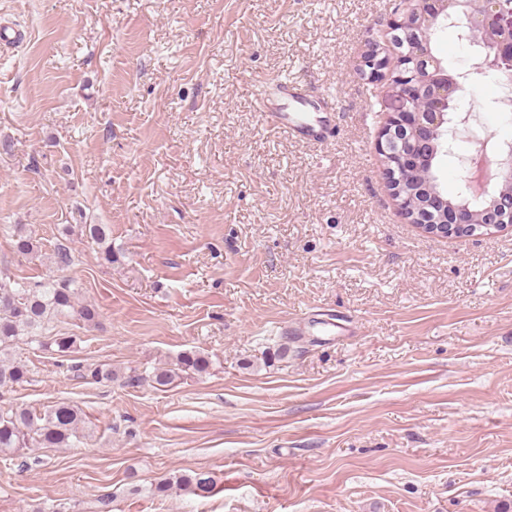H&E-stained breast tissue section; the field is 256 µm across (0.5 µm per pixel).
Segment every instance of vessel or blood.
Wrapping results in <instances>:
<instances>
[{"label":"vessel or blood","mask_w":512,"mask_h":512,"mask_svg":"<svg viewBox=\"0 0 512 512\" xmlns=\"http://www.w3.org/2000/svg\"><path fill=\"white\" fill-rule=\"evenodd\" d=\"M276 90V98L263 94L258 99L263 119L291 137L322 143L336 124L335 113L323 111L319 100L288 82H279Z\"/></svg>","instance_id":"b4317fda"}]
</instances>
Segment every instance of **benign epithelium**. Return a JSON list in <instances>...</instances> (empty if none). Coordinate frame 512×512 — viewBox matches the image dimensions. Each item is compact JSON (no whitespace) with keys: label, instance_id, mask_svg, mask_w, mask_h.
I'll use <instances>...</instances> for the list:
<instances>
[{"label":"benign epithelium","instance_id":"7a95c632","mask_svg":"<svg viewBox=\"0 0 512 512\" xmlns=\"http://www.w3.org/2000/svg\"><path fill=\"white\" fill-rule=\"evenodd\" d=\"M391 26L397 34L369 43L359 70L395 102L384 113L376 149L398 210L431 236L511 232L512 143L491 144L478 115L458 111L457 99L469 74L512 71V0H404ZM445 26L457 28L459 38L475 47L465 73H449L432 52V36ZM459 139L474 145L459 163L467 192L484 195L479 211L453 203L435 185L410 190L397 177L403 169H431L448 141Z\"/></svg>","mask_w":512,"mask_h":512}]
</instances>
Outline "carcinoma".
<instances>
[{
	"mask_svg": "<svg viewBox=\"0 0 512 512\" xmlns=\"http://www.w3.org/2000/svg\"><path fill=\"white\" fill-rule=\"evenodd\" d=\"M90 237L104 246L103 258L112 263V245L106 244L103 225H88ZM14 250L22 256L38 253L36 240L23 228L16 229ZM98 311L79 298V288L68 278L38 282L7 281L0 277V388L20 386L30 380V370L21 360L5 355L20 344L65 357L74 352L77 337L55 333L49 322L57 317H72L88 324L96 322ZM209 358L197 351L177 357L175 368L154 372L152 382L160 387L173 384L178 373H202L209 369ZM81 422L79 410L59 402L43 412L21 405L0 406V453L11 454L34 445L70 448ZM176 486L191 494L206 497L213 492L210 476L202 472L173 475L156 487L164 493Z\"/></svg>",
	"mask_w": 512,
	"mask_h": 512,
	"instance_id": "carcinoma-1",
	"label": "carcinoma"
}]
</instances>
